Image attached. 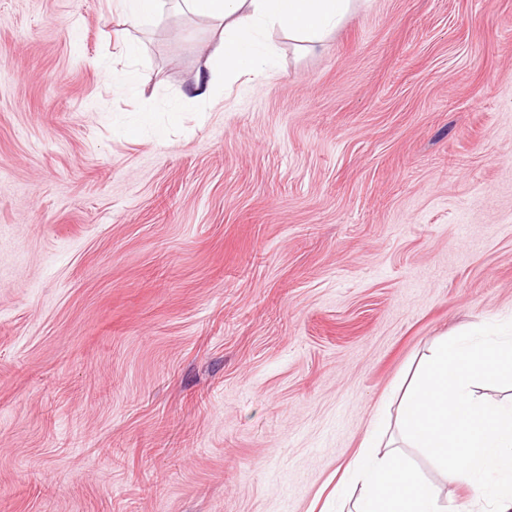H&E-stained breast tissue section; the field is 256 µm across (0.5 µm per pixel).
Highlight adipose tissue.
<instances>
[{"mask_svg": "<svg viewBox=\"0 0 512 512\" xmlns=\"http://www.w3.org/2000/svg\"><path fill=\"white\" fill-rule=\"evenodd\" d=\"M181 9L210 22L216 40L193 83L189 101L212 100L228 74H258L276 47L271 30L313 51L354 10L357 0H177ZM354 512H446L434 490L399 454L363 455Z\"/></svg>", "mask_w": 512, "mask_h": 512, "instance_id": "adipose-tissue-1", "label": "adipose tissue"}]
</instances>
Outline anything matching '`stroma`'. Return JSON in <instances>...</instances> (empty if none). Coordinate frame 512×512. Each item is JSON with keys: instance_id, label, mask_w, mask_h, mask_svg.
Here are the masks:
<instances>
[{"instance_id": "1", "label": "stroma", "mask_w": 512, "mask_h": 512, "mask_svg": "<svg viewBox=\"0 0 512 512\" xmlns=\"http://www.w3.org/2000/svg\"><path fill=\"white\" fill-rule=\"evenodd\" d=\"M121 24L0 0V512H352L421 354L512 318V0H359L187 106L210 25Z\"/></svg>"}]
</instances>
